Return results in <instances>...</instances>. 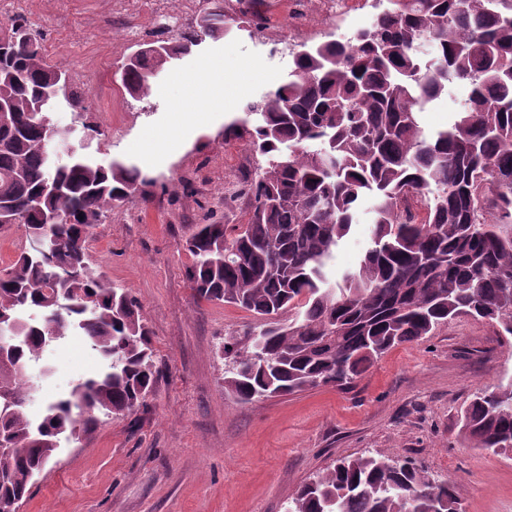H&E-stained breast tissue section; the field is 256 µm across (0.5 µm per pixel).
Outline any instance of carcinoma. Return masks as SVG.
<instances>
[{"label": "carcinoma", "mask_w": 512, "mask_h": 512, "mask_svg": "<svg viewBox=\"0 0 512 512\" xmlns=\"http://www.w3.org/2000/svg\"><path fill=\"white\" fill-rule=\"evenodd\" d=\"M346 41L294 53L288 80L247 103L224 137L264 158L245 184V224H197L185 277L199 302L258 322L224 337L225 390L251 401L353 384L392 348L466 315L512 336V0H393ZM224 6L128 57L135 100L205 38L228 34ZM0 227L25 246L0 270V501L24 502L61 441L92 438L103 419L144 405L159 374L141 305L91 262L88 243L112 211L154 180L132 163L74 153L52 164L40 112L55 78L75 111L85 90L51 62L43 35L17 16L0 27ZM457 83L470 92L447 129L420 114ZM374 199L370 243L350 269L330 262ZM76 267L79 276L53 279ZM68 309L59 311V304ZM288 318H282L283 314ZM83 336L104 368L74 381L39 421L24 407L45 350ZM471 447L512 449V383L463 411ZM456 481L390 455L343 458L304 483L285 512H457Z\"/></svg>", "instance_id": "carcinoma-1"}]
</instances>
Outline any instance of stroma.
I'll use <instances>...</instances> for the list:
<instances>
[{
	"label": "stroma",
	"mask_w": 512,
	"mask_h": 512,
	"mask_svg": "<svg viewBox=\"0 0 512 512\" xmlns=\"http://www.w3.org/2000/svg\"><path fill=\"white\" fill-rule=\"evenodd\" d=\"M21 15L46 37L50 59L73 78L90 73L98 101L81 115L63 107L68 130L60 159L78 146L83 122L102 131L88 154L107 164L131 162L156 179L146 198L116 209L89 244L93 263L143 306L159 381L144 407L106 420L89 440L62 444L21 512H284L310 477L337 459L394 453L455 478L463 512H512V452L465 447L460 418L476 393L512 382V336L494 324L459 317L434 335L391 349L347 391L319 387L243 402L224 391L225 336L254 324L245 310L198 302L184 278L190 225L247 223L238 181L257 161L224 125L244 105L287 79L293 54L368 28L388 0H348L334 18L316 0H256L268 19L258 30L225 0L230 33L206 40L158 79L149 99L125 92L120 68L135 49L119 30L161 33L140 0H23ZM223 64L230 108L207 111L186 80L203 59ZM181 111H174L173 102ZM51 376L26 406L39 417L48 400L101 358L84 337L49 347Z\"/></svg>",
	"instance_id": "35a3bbf8"
}]
</instances>
